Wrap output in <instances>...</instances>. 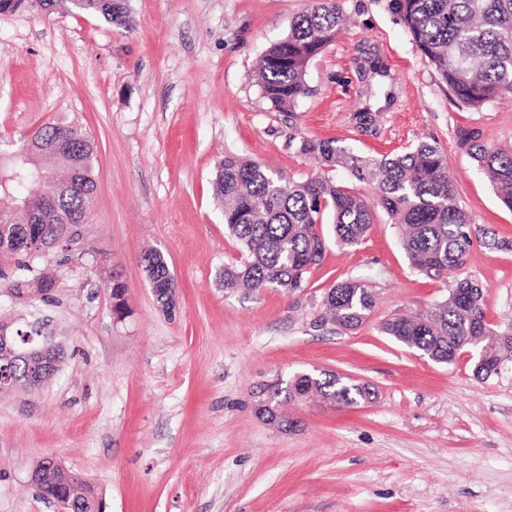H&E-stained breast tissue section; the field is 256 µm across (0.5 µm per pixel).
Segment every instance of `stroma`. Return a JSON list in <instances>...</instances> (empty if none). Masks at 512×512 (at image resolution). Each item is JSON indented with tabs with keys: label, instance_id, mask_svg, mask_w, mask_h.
Here are the masks:
<instances>
[{
	"label": "stroma",
	"instance_id": "obj_1",
	"mask_svg": "<svg viewBox=\"0 0 512 512\" xmlns=\"http://www.w3.org/2000/svg\"><path fill=\"white\" fill-rule=\"evenodd\" d=\"M309 3L127 0L125 28L35 0L0 14V145L71 123L94 144L96 179L79 238L30 259L54 279L56 304L0 297V320L48 317L65 350L51 383L0 390V512H60L29 481L47 457L90 482L105 512H512V358L481 379L467 355L439 363L381 333L453 287L411 269L385 215L357 246L329 242L294 293L219 282L241 257L213 192L225 154L303 181L317 168L295 149L302 137L367 156L426 142L472 219L461 273L485 285L491 327L512 324V210L461 143L475 130L512 148V94L457 105L385 0H345L346 28L309 63L308 94L277 109L254 71ZM374 60L395 99L363 125ZM152 249L177 284L170 312L141 262ZM346 279L375 298L354 330L324 318L327 291ZM322 371L375 395L285 403L291 431L258 417L265 384Z\"/></svg>",
	"mask_w": 512,
	"mask_h": 512
}]
</instances>
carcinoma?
<instances>
[{"label": "carcinoma", "instance_id": "carcinoma-1", "mask_svg": "<svg viewBox=\"0 0 512 512\" xmlns=\"http://www.w3.org/2000/svg\"><path fill=\"white\" fill-rule=\"evenodd\" d=\"M70 10L94 14L107 23L127 25L125 0H63ZM387 7L417 44L429 64L448 85V92L466 108H479L505 94H512V0H387ZM347 15L339 0H313L312 6L294 17L288 34L270 46L261 58L257 83L273 106L291 110L308 93L307 66L340 35ZM51 143L70 138L81 144L78 154L62 162L75 167L84 190L62 195L53 168L38 170L17 162L15 154L0 157V194L15 205H34L45 211L40 235L25 248L18 246L19 216L0 211V253L18 257L16 274L3 290L13 299L45 305L55 303L53 280L47 273L35 274L27 258L45 248L68 243L66 225L58 213L76 222L90 208L95 189L94 152L88 138L75 126L55 122L33 133ZM478 172L492 185L499 201L512 210V152L491 150L479 142V132L463 134ZM298 153L315 160L321 172L304 181L285 178L255 161L227 155L219 166L214 194L224 204L227 233L241 247V260L222 269L220 281L226 290L279 288L293 293L303 287L307 274L322 260L326 241L322 224L331 217L336 243L359 244L375 211L353 188L334 181L329 172L346 169L359 183L371 185L377 208L402 231V247L410 267L429 278H446L461 270L471 246V219L460 205L448 162L440 149L427 143L395 155L368 157L329 139L297 142ZM149 281L160 291L156 300L163 308L172 305L175 281L165 255L144 254ZM485 286L469 277H458L448 299L418 317H394L382 332L396 341L423 351L434 360L452 363L461 351L479 338L497 336L479 376L498 371L501 361L512 356V327L493 332L485 319ZM328 319L345 329L363 324L372 311L374 296L365 284L347 279L336 283L324 297ZM16 341L31 336L25 345L28 356H15L0 347V369L9 371L26 386L28 369L45 361L60 364L63 351L55 333L41 328L37 320L10 329ZM320 395L335 405H357L371 397L360 383L341 381L330 373H297L261 390L256 412L275 417L284 401L305 400ZM37 487L46 500L75 501L71 512H103V502L94 487L79 477L45 476Z\"/></svg>", "mask_w": 512, "mask_h": 512}]
</instances>
